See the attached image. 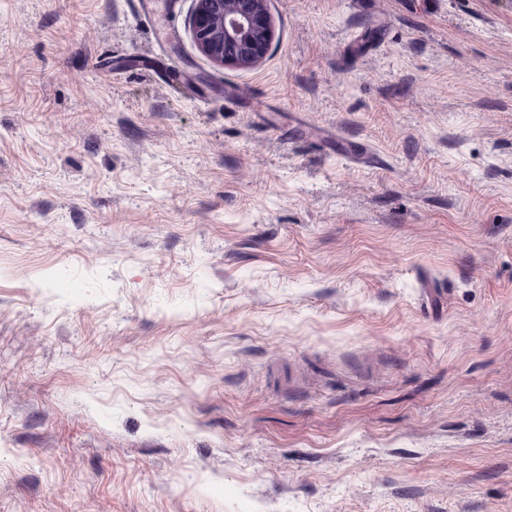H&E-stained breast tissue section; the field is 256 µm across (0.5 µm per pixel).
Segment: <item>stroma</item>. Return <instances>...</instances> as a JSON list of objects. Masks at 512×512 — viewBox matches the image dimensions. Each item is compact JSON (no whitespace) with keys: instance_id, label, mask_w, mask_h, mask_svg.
<instances>
[{"instance_id":"obj_1","label":"stroma","mask_w":512,"mask_h":512,"mask_svg":"<svg viewBox=\"0 0 512 512\" xmlns=\"http://www.w3.org/2000/svg\"><path fill=\"white\" fill-rule=\"evenodd\" d=\"M190 5L0 0V512H512V0ZM188 26L198 51L222 67L261 64L275 40L266 0H193Z\"/></svg>"}]
</instances>
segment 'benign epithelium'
Segmentation results:
<instances>
[{"mask_svg":"<svg viewBox=\"0 0 512 512\" xmlns=\"http://www.w3.org/2000/svg\"><path fill=\"white\" fill-rule=\"evenodd\" d=\"M188 26L198 51L222 67L261 64L275 40L267 0H193Z\"/></svg>","mask_w":512,"mask_h":512,"instance_id":"1","label":"benign epithelium"}]
</instances>
